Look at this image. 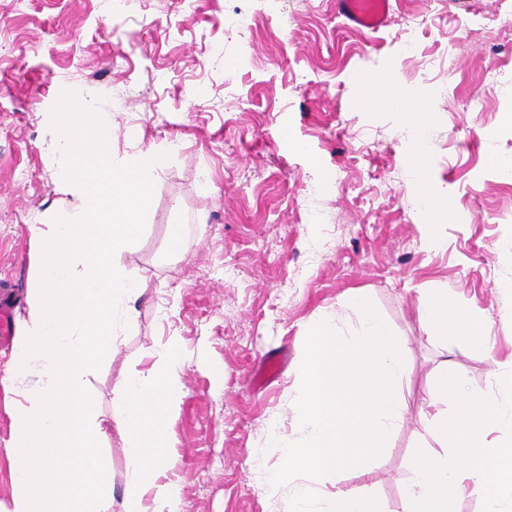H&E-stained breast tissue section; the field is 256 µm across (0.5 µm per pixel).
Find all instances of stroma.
I'll use <instances>...</instances> for the list:
<instances>
[{
  "mask_svg": "<svg viewBox=\"0 0 512 512\" xmlns=\"http://www.w3.org/2000/svg\"><path fill=\"white\" fill-rule=\"evenodd\" d=\"M395 21L373 36L346 29L332 0H0V278L27 292L38 260L32 225L69 208L56 175L50 113L86 79L127 96L93 106L112 118V154L172 147L155 178L142 237L122 256L144 293L86 388L108 429L112 471L105 512H124L126 439L112 389L169 337L185 354L186 397L170 438L184 512H281L267 483L280 452L271 421L298 432L295 371L310 323L350 330L351 300L366 295L409 343L403 418L390 452L330 483L402 512L407 460L435 452L421 407L431 371L449 356L471 391L512 364V185L488 162L512 154V0H396ZM388 73L434 113L429 169L406 163L401 113L360 102L368 77ZM448 200L434 224L416 211L420 188ZM325 223H308L309 210ZM180 233L183 251L166 250ZM446 288L467 303L489 350H443L423 332L419 291ZM282 352L280 376L253 386L251 370ZM0 512L11 508V412L36 377L2 383Z\"/></svg>",
  "mask_w": 512,
  "mask_h": 512,
  "instance_id": "obj_1",
  "label": "stroma"
}]
</instances>
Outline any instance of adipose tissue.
Masks as SVG:
<instances>
[{
    "label": "adipose tissue",
    "mask_w": 512,
    "mask_h": 512,
    "mask_svg": "<svg viewBox=\"0 0 512 512\" xmlns=\"http://www.w3.org/2000/svg\"><path fill=\"white\" fill-rule=\"evenodd\" d=\"M366 104L396 107L409 116L413 136L408 157L418 182H425L428 150L423 138L435 115L419 111L388 75L366 79ZM419 317L426 335L441 343H465L486 348L480 324L471 309L448 289L419 292ZM433 402L451 404L452 414L431 420L440 446L433 454L410 460L412 481L403 492V512H455L456 502L469 490L484 493L482 512H512L505 506L512 494V437L489 441L494 431L512 434V371L495 378L494 390L471 392L457 376L450 359L433 370ZM184 398L182 346L170 337L152 366L125 378L113 390L112 418L122 428L132 450L134 474L123 489L126 512H183L182 488L168 475V438Z\"/></svg>",
    "instance_id": "ef3b65f1"
}]
</instances>
